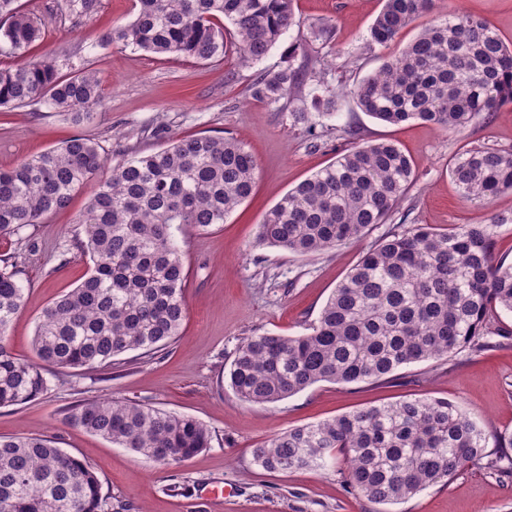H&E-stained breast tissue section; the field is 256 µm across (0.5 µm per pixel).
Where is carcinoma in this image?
<instances>
[{"label":"carcinoma","mask_w":512,"mask_h":512,"mask_svg":"<svg viewBox=\"0 0 512 512\" xmlns=\"http://www.w3.org/2000/svg\"><path fill=\"white\" fill-rule=\"evenodd\" d=\"M0 0V56L25 57L46 22ZM88 17L97 0H61ZM437 0H384L370 28L387 47ZM293 26L294 0H137L134 18L112 28L97 47L179 54L198 62L238 54L262 60ZM301 39L288 65L258 75L251 95L334 115L327 72ZM315 82L305 98L304 81ZM345 92L371 117L398 125L420 120L459 131L481 115L512 104V45L482 17L450 11L384 59ZM101 100L88 62L67 76L57 58L0 68V108L44 103L75 118ZM107 160L99 144L75 137L0 170V234H18L65 209L93 186L78 239L92 266L86 279L40 316L33 347L38 361L16 357L11 323L25 305L16 257L0 255V407L34 400L50 389L45 367L110 368L138 351L151 358L179 335L188 271L175 231H206L252 193L258 165L238 141L217 136L173 138L134 154L100 178ZM464 201L484 204L512 192V151L466 150L450 168ZM416 181L410 158L391 142H352L332 164L289 190L258 224L256 242L308 256L332 250L386 223ZM512 219L436 230L410 224L387 233L335 288L302 336L261 334L239 346L229 370L237 396L272 404L319 382H379L404 365L490 347L497 311L512 313V263L495 256L497 228ZM67 424L159 463L185 461L211 447L202 422L145 404L83 400ZM512 433L487 432L444 398H407L356 409L291 428L254 449L270 472L321 466L334 451L346 458L345 481L377 504H394L480 465L512 476ZM0 512H108L96 473L70 453L37 437L0 436Z\"/></svg>","instance_id":"carcinoma-1"}]
</instances>
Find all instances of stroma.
Wrapping results in <instances>:
<instances>
[{
    "instance_id": "stroma-1",
    "label": "stroma",
    "mask_w": 512,
    "mask_h": 512,
    "mask_svg": "<svg viewBox=\"0 0 512 512\" xmlns=\"http://www.w3.org/2000/svg\"><path fill=\"white\" fill-rule=\"evenodd\" d=\"M19 5L36 17L53 18L31 56H56L65 74L90 58L101 80L102 103L79 122L42 103L0 109V168L75 136L98 142L111 166L159 150L172 136H223L238 140L255 157L258 178L251 197L224 223L205 233L189 226L178 232L189 278L183 293L186 317L171 346L144 364L126 353L124 367L114 370L49 368L46 394L0 408V435L50 438L95 471L112 512H512V477L491 475L478 465L466 467L447 486L384 505L350 491L342 460L288 474L260 470L252 460L254 448L289 428L406 397L445 398L486 430L512 432L510 312H500L495 322L507 334L495 337L493 347L412 363L379 383L320 382L280 402L255 405L242 401L227 378L247 337L308 333L363 253L401 221L442 230L483 224L494 214L512 218V192L488 206L466 203L450 174L455 156L464 150L512 149V104L458 132L420 121L390 125L362 112L342 89L372 73L391 53L369 42L382 0H296L302 26L291 28L261 61L247 66L232 55L198 63L131 48L91 51L92 43L133 18L134 0H98L87 19L69 16L59 0H19ZM458 8L484 18L512 41V0H439L436 12L401 32L399 43ZM322 24L334 28L327 46L312 34ZM302 38L311 40L314 54L333 62L328 81L338 91L334 117L313 112L308 122L297 123L280 105L249 91L260 73L282 68L289 45ZM351 129L364 143L393 141L412 159L417 180L399 214L359 242L312 256L256 245L262 216L335 161L348 148ZM90 194L83 189L42 224L0 236V254H16L25 288V305L8 336L19 358L35 356L32 339L43 309L87 276L89 259L73 241ZM87 398L150 404L195 417L211 430V446L182 463L152 462L65 423V409ZM212 486L231 493L205 501L203 493Z\"/></svg>"
}]
</instances>
